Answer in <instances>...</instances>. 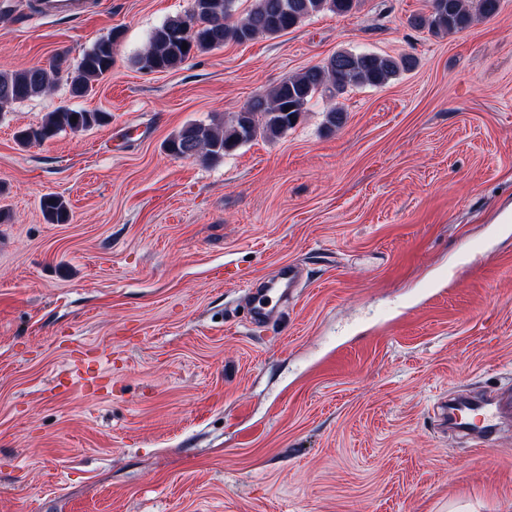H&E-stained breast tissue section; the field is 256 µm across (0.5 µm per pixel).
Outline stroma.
<instances>
[{
  "mask_svg": "<svg viewBox=\"0 0 512 512\" xmlns=\"http://www.w3.org/2000/svg\"><path fill=\"white\" fill-rule=\"evenodd\" d=\"M97 2L0 8V71L121 33L93 96L0 117V512H512V423L491 448L441 423L449 392L512 385V0L449 35L409 25L426 0H358L160 73L134 58L192 0ZM340 50L415 65L336 97L339 128L317 96L219 161L165 151ZM63 106L111 118L18 143ZM79 348L99 388L67 380ZM88 0H39L38 12L43 16L77 18L87 12ZM40 206L46 220L51 224H64L70 218L68 203L57 194L44 195Z\"/></svg>",
  "mask_w": 512,
  "mask_h": 512,
  "instance_id": "obj_1",
  "label": "stroma"
}]
</instances>
